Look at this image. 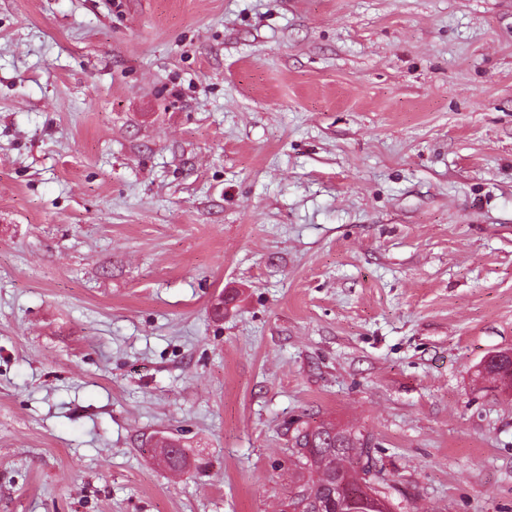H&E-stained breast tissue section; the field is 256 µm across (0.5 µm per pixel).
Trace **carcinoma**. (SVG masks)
<instances>
[{
	"label": "carcinoma",
	"instance_id": "cac0c4a2",
	"mask_svg": "<svg viewBox=\"0 0 512 512\" xmlns=\"http://www.w3.org/2000/svg\"><path fill=\"white\" fill-rule=\"evenodd\" d=\"M502 363L480 367L477 376L496 384L501 391L512 392V377L504 370L509 362L508 351H501ZM295 466L299 470L296 490L305 491L314 509L313 502L325 496L326 491L341 486L346 491H358L364 487L372 494L387 499L380 490L385 482L383 470L372 455L371 438L354 428H343L330 424L298 426L290 438ZM165 464L181 471L188 466L187 455L177 440L165 442L161 449Z\"/></svg>",
	"mask_w": 512,
	"mask_h": 512
}]
</instances>
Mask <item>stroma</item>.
Instances as JSON below:
<instances>
[{"mask_svg": "<svg viewBox=\"0 0 512 512\" xmlns=\"http://www.w3.org/2000/svg\"><path fill=\"white\" fill-rule=\"evenodd\" d=\"M507 349L512 0H0V512H512ZM509 352L511 353V361L509 360L510 357L508 356ZM496 353H498L501 356L502 363L501 364L492 363L485 367H483L481 365L480 369L478 370L477 375H478V377H481L484 380L495 383L496 387L499 388L502 392L511 394V392H512V369H511V375L509 378L507 369H504V364L510 362L511 367H512V352H511V350H505V351H499ZM309 437L317 448V455L313 458L305 457L296 449L300 439L308 444ZM290 441L300 474L296 490L306 491L308 499L319 500L336 485L342 486L346 492L359 491L364 487L386 500L391 512L394 506L396 508L379 488L386 481L383 470L373 458L371 438L361 430L324 423L297 426ZM165 448H161L165 464L173 470L182 471L188 466L187 455L177 440L166 441Z\"/></svg>", "mask_w": 512, "mask_h": 512, "instance_id": "obj_1", "label": "stroma"}]
</instances>
